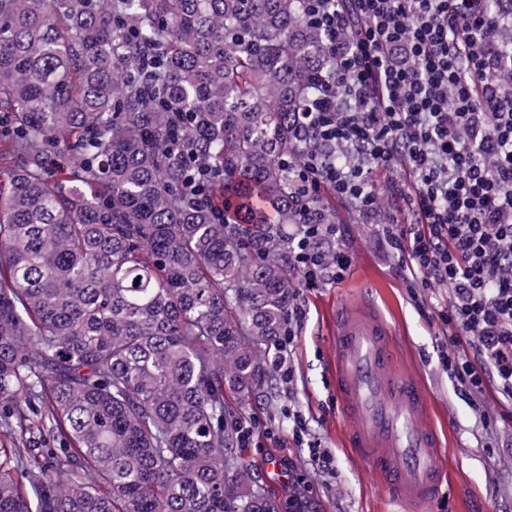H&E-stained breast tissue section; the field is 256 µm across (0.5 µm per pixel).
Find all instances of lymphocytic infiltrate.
I'll return each instance as SVG.
<instances>
[{"label": "lymphocytic infiltrate", "mask_w": 512, "mask_h": 512, "mask_svg": "<svg viewBox=\"0 0 512 512\" xmlns=\"http://www.w3.org/2000/svg\"><path fill=\"white\" fill-rule=\"evenodd\" d=\"M354 5L358 26L344 41L348 17L310 0L339 84L300 115L299 135L316 132L321 149L294 163L303 209L288 258L304 287L343 279L352 256L315 202L331 188L373 224V174L392 171V196L413 220L384 225L383 241L422 288L447 290L436 309L448 328L441 363L494 448L499 422L512 421V86L499 78L498 28L482 0Z\"/></svg>", "instance_id": "f902f5d3"}]
</instances>
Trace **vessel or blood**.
Here are the masks:
<instances>
[{"instance_id":"vessel-or-blood-1","label":"vessel or blood","mask_w":512,"mask_h":512,"mask_svg":"<svg viewBox=\"0 0 512 512\" xmlns=\"http://www.w3.org/2000/svg\"><path fill=\"white\" fill-rule=\"evenodd\" d=\"M331 372L348 448L372 476L416 512L439 494L440 434L423 385L398 370L388 323L364 304L336 309Z\"/></svg>"}]
</instances>
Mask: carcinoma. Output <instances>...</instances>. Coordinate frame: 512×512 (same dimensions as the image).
I'll use <instances>...</instances> for the list:
<instances>
[{"mask_svg": "<svg viewBox=\"0 0 512 512\" xmlns=\"http://www.w3.org/2000/svg\"><path fill=\"white\" fill-rule=\"evenodd\" d=\"M334 90L306 0H0V512H280L236 431Z\"/></svg>", "mask_w": 512, "mask_h": 512, "instance_id": "obj_1", "label": "carcinoma"}]
</instances>
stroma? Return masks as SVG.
Instances as JSON below:
<instances>
[{
	"mask_svg": "<svg viewBox=\"0 0 512 512\" xmlns=\"http://www.w3.org/2000/svg\"><path fill=\"white\" fill-rule=\"evenodd\" d=\"M336 221L353 263L342 281L301 289L306 317L292 351L295 381L278 383L272 401L253 400L245 408L254 439L244 462L253 480L278 498L281 512H399L393 493L341 446L344 424L326 363L337 304L366 297L396 325L401 346L433 394L431 415L446 428L449 448L442 451L440 465L456 493L440 496L427 512H512V450L486 451L478 418L457 399L439 367L445 326L439 318L420 315L413 300L417 293L430 298V291H417L416 280L401 270L380 235L362 226L354 208L341 199L336 202ZM293 407L306 418L311 436L335 455V472L318 470L308 450L289 440L288 411ZM271 461L281 465L283 480L269 481L266 466Z\"/></svg>",
	"mask_w": 512,
	"mask_h": 512,
	"instance_id": "stroma-1",
	"label": "stroma"
}]
</instances>
